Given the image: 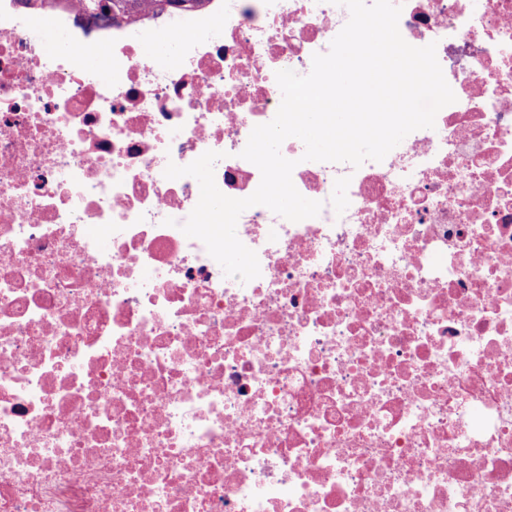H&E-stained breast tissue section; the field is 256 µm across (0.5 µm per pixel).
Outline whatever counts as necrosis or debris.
<instances>
[{"label": "necrosis or debris", "mask_w": 512, "mask_h": 512, "mask_svg": "<svg viewBox=\"0 0 512 512\" xmlns=\"http://www.w3.org/2000/svg\"><path fill=\"white\" fill-rule=\"evenodd\" d=\"M393 2L455 102L357 169L283 142L322 209L245 210V283L181 231L199 183L165 168L215 151L252 195L276 72L308 74L347 8L65 4L51 55L0 0V512H512V0ZM158 29L164 65L132 44ZM70 2L83 14L101 20L106 25H112L118 18L132 24L139 15L157 12L165 6L189 11L198 8L206 0H72ZM102 2L106 4L103 5Z\"/></svg>", "instance_id": "necrosis-or-debris-1"}]
</instances>
